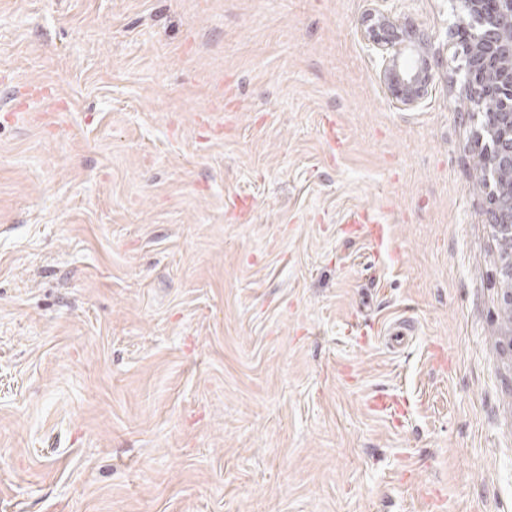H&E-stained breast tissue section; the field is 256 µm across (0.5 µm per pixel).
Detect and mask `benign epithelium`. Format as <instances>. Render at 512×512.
Instances as JSON below:
<instances>
[{
  "mask_svg": "<svg viewBox=\"0 0 512 512\" xmlns=\"http://www.w3.org/2000/svg\"><path fill=\"white\" fill-rule=\"evenodd\" d=\"M454 2L459 27L468 31L467 42L455 50L466 59V96L473 105L491 101L498 108L493 120L475 129L474 146L491 226L502 248L503 301L512 324V0ZM363 36L381 54V77L392 97L404 106L416 105L435 78L429 62H416L425 42L375 6L367 9Z\"/></svg>",
  "mask_w": 512,
  "mask_h": 512,
  "instance_id": "1",
  "label": "benign epithelium"
}]
</instances>
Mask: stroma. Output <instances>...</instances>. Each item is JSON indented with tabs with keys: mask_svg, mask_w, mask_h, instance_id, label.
Wrapping results in <instances>:
<instances>
[{
	"mask_svg": "<svg viewBox=\"0 0 512 512\" xmlns=\"http://www.w3.org/2000/svg\"><path fill=\"white\" fill-rule=\"evenodd\" d=\"M379 7L415 106L367 0H0V512H512L458 20ZM363 36L381 54V77L392 97L404 106L416 105L435 78L426 56L423 57L425 62H416L417 52L425 53V42L415 38L412 31L402 28L391 14L376 6L367 9Z\"/></svg>",
	"mask_w": 512,
	"mask_h": 512,
	"instance_id": "obj_1",
	"label": "stroma"
}]
</instances>
